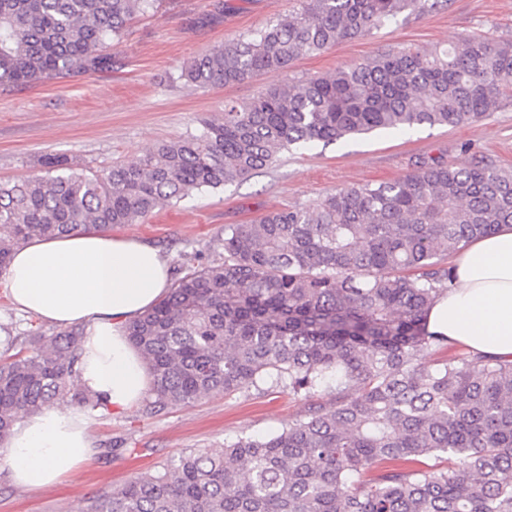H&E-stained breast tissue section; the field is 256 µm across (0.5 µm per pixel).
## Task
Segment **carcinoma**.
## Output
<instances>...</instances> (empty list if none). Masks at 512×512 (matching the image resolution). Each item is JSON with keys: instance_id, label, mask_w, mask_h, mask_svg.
Instances as JSON below:
<instances>
[{"instance_id": "carcinoma-1", "label": "carcinoma", "mask_w": 512, "mask_h": 512, "mask_svg": "<svg viewBox=\"0 0 512 512\" xmlns=\"http://www.w3.org/2000/svg\"><path fill=\"white\" fill-rule=\"evenodd\" d=\"M158 0H0V86L112 70L107 49ZM299 8L184 65L195 89L286 71L448 0H298ZM512 100V40L469 34L447 48L381 53L327 76L226 102L201 128L102 173L47 158L45 174L0 183V273L34 238L140 224L155 210L236 183L279 155L376 131L457 126ZM512 224V171L485 160L418 161L394 181L224 226V261L183 255L169 294L127 336L155 414L267 382L324 392L273 436L184 455L96 498L91 512H512V362L418 358L447 340L426 316L452 286L448 256ZM84 331L0 357V443L26 414L69 398ZM434 459L430 465L427 460Z\"/></svg>"}]
</instances>
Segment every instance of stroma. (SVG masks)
Segmentation results:
<instances>
[{
    "label": "stroma",
    "instance_id": "35a3bbf8",
    "mask_svg": "<svg viewBox=\"0 0 512 512\" xmlns=\"http://www.w3.org/2000/svg\"><path fill=\"white\" fill-rule=\"evenodd\" d=\"M294 6L295 0H161L156 10L129 22L112 49L111 71L0 87V181L40 174L49 155L87 173L115 161L135 162L155 145L196 131L202 119L221 115L225 101H248L285 81L330 73L388 50L442 48L472 33L512 39V0H450L445 10L401 16L367 37L301 58L285 72L204 90L182 79L188 60L275 22ZM480 157L512 170V102L455 127L425 125L293 149L245 180L194 194L155 211L144 223L113 227L110 235L157 247L174 269L184 253L199 264H212L224 259L219 240L225 225L314 202L338 187L404 178L419 160L466 166ZM36 326L48 336L58 332L19 313L0 294L1 338L27 343ZM307 407V400L267 384L155 415L135 407L91 412L95 453L56 484L16 485L0 447V512H88L95 497L141 474L194 450L277 432Z\"/></svg>",
    "mask_w": 512,
    "mask_h": 512
}]
</instances>
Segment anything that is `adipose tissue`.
Returning a JSON list of instances; mask_svg holds the SVG:
<instances>
[{
    "label": "adipose tissue",
    "instance_id": "1",
    "mask_svg": "<svg viewBox=\"0 0 512 512\" xmlns=\"http://www.w3.org/2000/svg\"><path fill=\"white\" fill-rule=\"evenodd\" d=\"M455 280L427 317L428 330L475 353L512 360V225L469 242L450 259ZM0 285L19 311L84 328L78 377L112 410L145 395L149 379L125 324L169 292L167 260L150 244L75 231L17 247ZM94 452L90 421L62 404L26 415L7 445L14 481L39 488L69 476Z\"/></svg>",
    "mask_w": 512,
    "mask_h": 512
}]
</instances>
